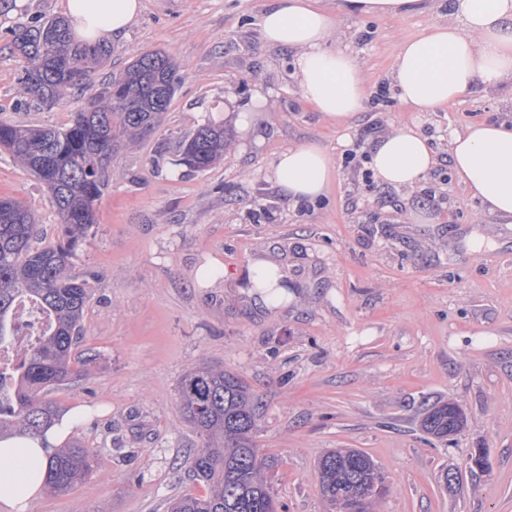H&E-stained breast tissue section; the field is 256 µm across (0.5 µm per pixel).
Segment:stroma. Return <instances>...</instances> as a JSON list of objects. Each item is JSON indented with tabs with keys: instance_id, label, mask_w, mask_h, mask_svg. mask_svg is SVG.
Instances as JSON below:
<instances>
[{
	"instance_id": "obj_1",
	"label": "stroma",
	"mask_w": 512,
	"mask_h": 512,
	"mask_svg": "<svg viewBox=\"0 0 512 512\" xmlns=\"http://www.w3.org/2000/svg\"><path fill=\"white\" fill-rule=\"evenodd\" d=\"M107 65L83 90L51 108L18 92L24 62L8 46L17 23L57 16L65 0H0V120L62 127L111 76L144 51L183 68L159 126L108 164L96 224L73 260L92 294L75 354L88 371L51 389L61 411L79 409L70 442L93 451L94 472L27 512H168L173 499L206 493L187 460L205 444L183 418L179 384L210 366L236 374L259 400L254 440L273 460L281 512H328L317 464L328 451L367 453L388 490L372 512H512V223L486 212L451 169L448 138L481 120L512 125V89L475 91L437 111L400 107L391 73L402 43L448 19L433 11L339 17L343 43L366 77L350 127L307 104L290 52L265 43L270 0H140ZM246 118L265 140L249 142ZM223 124L224 158L206 171L173 166L184 140ZM412 128L438 155L419 187L364 179L344 164V138L374 141ZM321 145L337 176L325 196L290 204L272 179L285 147ZM38 217L57 240L59 220L41 183L0 149V197ZM273 258L290 302L256 306L248 269ZM224 267L212 286L195 274ZM458 403L467 424L438 440L423 433L424 409ZM486 471H470L475 449ZM457 475L446 483V474Z\"/></svg>"
}]
</instances>
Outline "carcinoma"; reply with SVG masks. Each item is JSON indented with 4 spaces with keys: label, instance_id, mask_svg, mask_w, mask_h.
<instances>
[{
    "label": "carcinoma",
    "instance_id": "cac0c4a2",
    "mask_svg": "<svg viewBox=\"0 0 512 512\" xmlns=\"http://www.w3.org/2000/svg\"><path fill=\"white\" fill-rule=\"evenodd\" d=\"M6 34L12 50L25 62L20 78L23 97L48 107L83 86L110 55L104 44L75 43L67 20L60 16L11 27ZM180 80L169 55L145 51L103 84L87 108L73 113L63 128H26L0 121V147L45 184L61 232L56 242L34 245V213L16 200L0 199V343L14 335L13 309L21 297L35 301L50 319L38 340L24 348L10 408L0 410V439L39 435L54 421V406L42 395L78 373L74 345L91 286L68 269L96 223L95 201L107 163L124 143L153 132ZM227 143L224 126L205 125L184 141L177 164L205 171L224 155ZM179 396L185 419L205 439L204 448L191 459L190 471L208 492L177 499L171 512L277 509L264 475L272 464L254 442L257 403L250 388L231 372L202 367L182 377ZM465 422L457 403L444 402L425 410L421 427L444 439L460 432ZM329 465L334 474L321 482L320 493L339 512L352 507L358 494L372 501L385 492V477L359 450H331L319 468ZM91 467L90 450L79 445L58 449L49 456L46 489L66 493Z\"/></svg>",
    "mask_w": 512,
    "mask_h": 512
}]
</instances>
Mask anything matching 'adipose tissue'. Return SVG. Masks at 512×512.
Returning a JSON list of instances; mask_svg holds the SVG:
<instances>
[{
    "mask_svg": "<svg viewBox=\"0 0 512 512\" xmlns=\"http://www.w3.org/2000/svg\"><path fill=\"white\" fill-rule=\"evenodd\" d=\"M431 0H336L335 10L319 0H271L261 19L271 46L295 57V75L303 98L324 119L347 123L364 107L365 77L352 54L342 47L336 19L424 13ZM451 20L403 43L393 79L402 108L433 112L463 95L492 90L512 81V0H448ZM139 0H66L65 10L76 40L98 42L125 32L136 19ZM455 172L470 194L499 217L512 219V126L480 122L448 139ZM372 167L386 185L413 189L436 163L432 147L417 131L397 127L371 149ZM334 164L318 144L281 151L273 162V180L289 202L298 204L325 193ZM274 261L255 258L251 283L260 284L256 305L276 310L286 303L277 286ZM73 428L64 417L42 436L0 439V512H27L44 491L47 451L63 444Z\"/></svg>",
    "mask_w": 512,
    "mask_h": 512,
    "instance_id": "ef3b65f1",
    "label": "adipose tissue"
}]
</instances>
